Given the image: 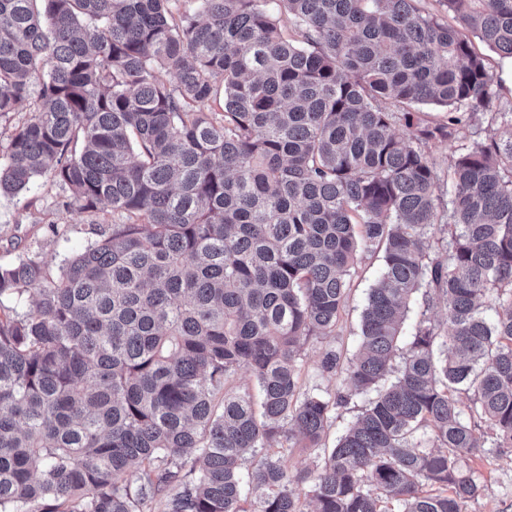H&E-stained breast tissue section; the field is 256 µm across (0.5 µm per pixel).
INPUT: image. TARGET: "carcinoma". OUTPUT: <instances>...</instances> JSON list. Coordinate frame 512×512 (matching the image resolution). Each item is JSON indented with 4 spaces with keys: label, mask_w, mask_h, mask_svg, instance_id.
Here are the masks:
<instances>
[{
    "label": "carcinoma",
    "mask_w": 512,
    "mask_h": 512,
    "mask_svg": "<svg viewBox=\"0 0 512 512\" xmlns=\"http://www.w3.org/2000/svg\"><path fill=\"white\" fill-rule=\"evenodd\" d=\"M179 2L0 0V119L33 105L0 193L49 170L115 216L55 276L0 265V512H143L187 466L168 512H463L467 460L512 448V125L456 157L445 211L423 146L498 97L467 34L512 58V0H441L456 28L418 0H278L286 34L264 0ZM377 251L351 390L303 393ZM419 292L446 316L403 342ZM397 359L314 469L269 452L320 448ZM376 392L371 391L365 394L355 396L350 404L338 409L334 414L333 425L326 437V446L332 447L336 443V438L340 436L348 426L356 419L359 409L375 396Z\"/></svg>",
    "instance_id": "1"
}]
</instances>
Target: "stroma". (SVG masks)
I'll return each instance as SVG.
<instances>
[{
	"instance_id": "1",
	"label": "stroma",
	"mask_w": 512,
	"mask_h": 512,
	"mask_svg": "<svg viewBox=\"0 0 512 512\" xmlns=\"http://www.w3.org/2000/svg\"><path fill=\"white\" fill-rule=\"evenodd\" d=\"M475 49L485 57L486 68L499 98L495 111L512 113V59L486 50ZM490 131L489 117L477 114L473 121L452 139L430 143L426 152L437 174L440 195H447L449 164L453 156L473 142L483 140ZM64 193L52 173L35 178L30 187L15 195H0V264L37 257L52 272H59L68 259L97 239L112 212L100 206L93 213L81 212L63 204ZM380 255H362L351 281L348 306L333 336L311 341L300 359V382L305 392L327 398L346 391L345 373H328L321 366L326 349H342L345 359H352L359 342L360 315L367 290L382 272ZM470 467L481 480L484 491L478 500L468 503L466 512H512V453L492 454L470 460Z\"/></svg>"
}]
</instances>
